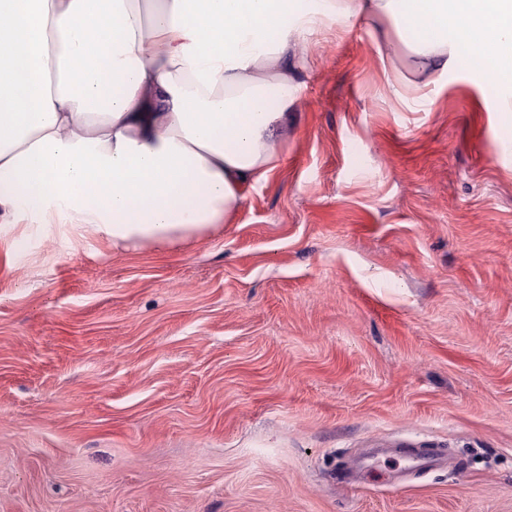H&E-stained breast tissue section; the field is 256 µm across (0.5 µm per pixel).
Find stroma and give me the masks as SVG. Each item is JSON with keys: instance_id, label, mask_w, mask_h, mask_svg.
<instances>
[{"instance_id": "obj_1", "label": "stroma", "mask_w": 512, "mask_h": 512, "mask_svg": "<svg viewBox=\"0 0 512 512\" xmlns=\"http://www.w3.org/2000/svg\"><path fill=\"white\" fill-rule=\"evenodd\" d=\"M404 14L291 49L222 230H0V512H512V85Z\"/></svg>"}]
</instances>
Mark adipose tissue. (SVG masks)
Returning <instances> with one entry per match:
<instances>
[{"label":"adipose tissue","mask_w":512,"mask_h":512,"mask_svg":"<svg viewBox=\"0 0 512 512\" xmlns=\"http://www.w3.org/2000/svg\"><path fill=\"white\" fill-rule=\"evenodd\" d=\"M439 47L512 76V0H410ZM392 0H0V223L175 249L220 226L267 178L265 136L291 104L288 62L317 15Z\"/></svg>","instance_id":"obj_1"}]
</instances>
